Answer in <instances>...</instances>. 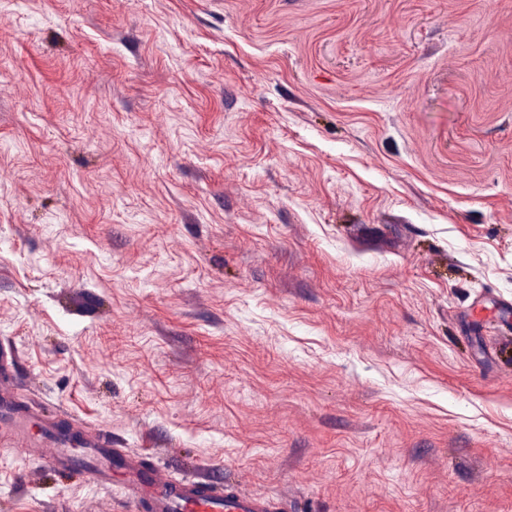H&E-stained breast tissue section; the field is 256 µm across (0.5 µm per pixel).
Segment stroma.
<instances>
[{
	"label": "stroma",
	"instance_id": "35a3bbf8",
	"mask_svg": "<svg viewBox=\"0 0 512 512\" xmlns=\"http://www.w3.org/2000/svg\"><path fill=\"white\" fill-rule=\"evenodd\" d=\"M512 0H0V349L288 512H512ZM0 438V512H135Z\"/></svg>",
	"mask_w": 512,
	"mask_h": 512
}]
</instances>
